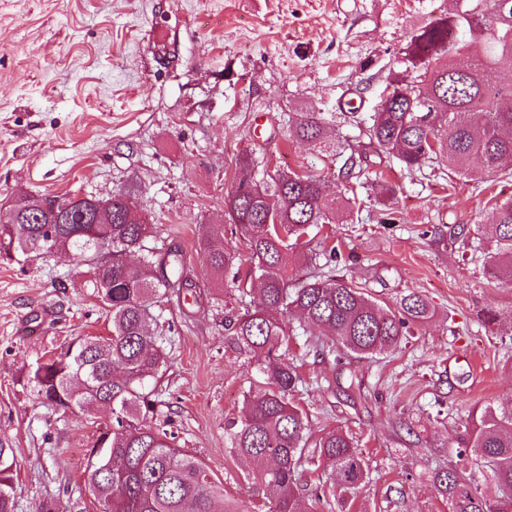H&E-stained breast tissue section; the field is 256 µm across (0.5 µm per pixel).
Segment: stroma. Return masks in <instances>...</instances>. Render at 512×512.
Listing matches in <instances>:
<instances>
[{
  "label": "stroma",
  "instance_id": "35a3bbf8",
  "mask_svg": "<svg viewBox=\"0 0 512 512\" xmlns=\"http://www.w3.org/2000/svg\"><path fill=\"white\" fill-rule=\"evenodd\" d=\"M452 0H0V208L21 192L59 197L127 193L155 226L154 241L183 252L192 297L160 315L168 362L151 426L173 419L177 448L194 457L227 500L266 512L230 451L228 421L260 382L224 336L237 312L232 272L216 280L199 246L224 211L241 152L258 172L292 169L338 180L367 138L336 120V150L289 138L288 116L338 112L360 93L373 111L403 71L415 32ZM509 177L483 186L441 170L389 171L396 224L363 200L359 221L337 214L310 246L335 250L336 273L397 308L415 292L434 309L390 354L318 356L291 339L301 382L295 402L312 438L352 433L369 464L363 512H448L433 484L454 464L474 406H512V284L488 276L490 242L466 228L490 223ZM494 308L499 322L486 325ZM111 322L85 267L68 257L0 261V444L15 448V512L78 502L87 457L111 420L103 409L62 412L24 377Z\"/></svg>",
  "mask_w": 512,
  "mask_h": 512
}]
</instances>
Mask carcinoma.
Masks as SVG:
<instances>
[{"mask_svg": "<svg viewBox=\"0 0 512 512\" xmlns=\"http://www.w3.org/2000/svg\"><path fill=\"white\" fill-rule=\"evenodd\" d=\"M493 2L490 21L480 4L456 0L446 16L411 37L403 64L417 76L395 75L368 116L347 104L349 118L367 125L376 155H394L408 172L436 165L466 178L476 160L485 177L500 175L502 162L512 159V84L500 81L502 71L512 70V0ZM328 129L323 112L289 117V136L300 141L322 145ZM343 167L345 183L332 193L328 180L290 169L259 180L253 160L243 155L236 159L234 190L224 195V215L254 261L236 276V288L245 297L256 280L260 295L255 307L227 318L225 330L229 343L264 377L244 393L243 418L228 426V439L238 460L267 462L245 472V479L268 500V512H302L303 498L319 499L299 482L307 465L329 472L343 490L341 512H351L369 478L362 449L343 430L307 448L309 418L293 400L300 378L288 360L289 317L302 320L305 330L330 333L331 347L371 359L400 348L412 326L433 316L429 301L417 293L404 296L394 311L382 307L359 286L324 272L320 253L301 243L311 227L336 223L334 204L353 216L370 171L351 157ZM111 199L112 223L97 225L94 238L78 234L85 215L96 212L92 197L72 207L70 223L60 224L55 206L70 198L24 194L10 208L16 222L0 223L1 260L74 256L88 267L112 322L110 336L80 339L64 354L27 367V383L63 411L112 406V425L88 454L86 489L102 512H244L175 447L173 435L146 424L155 411L148 386L165 363L162 339L149 324L170 290L192 284L181 252L151 245L147 217L129 209L124 194ZM475 232L496 246L498 261L487 274L512 283V196L496 202L493 222L475 226ZM223 239L224 225L207 224L200 240L207 266L221 279L237 260ZM291 264L315 271L295 279ZM457 457L470 469L443 467L433 475L448 512H512V408L487 405L473 412ZM475 469L487 474L493 492L475 484ZM16 470L15 449L0 444V512H14Z\"/></svg>", "mask_w": 512, "mask_h": 512, "instance_id": "carcinoma-1", "label": "carcinoma"}]
</instances>
